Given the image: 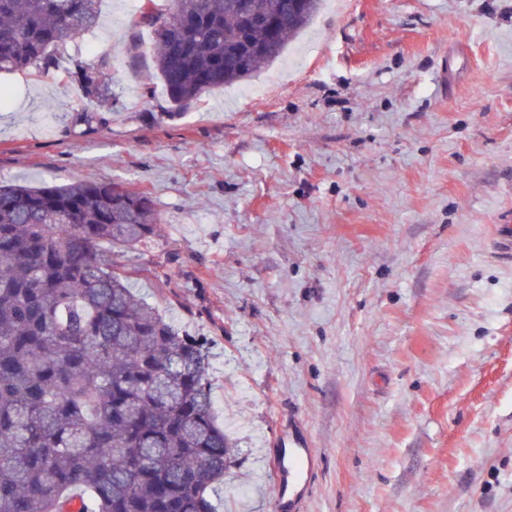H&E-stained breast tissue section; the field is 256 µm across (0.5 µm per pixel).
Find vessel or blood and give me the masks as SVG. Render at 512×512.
I'll return each instance as SVG.
<instances>
[{
  "label": "vessel or blood",
  "mask_w": 512,
  "mask_h": 512,
  "mask_svg": "<svg viewBox=\"0 0 512 512\" xmlns=\"http://www.w3.org/2000/svg\"><path fill=\"white\" fill-rule=\"evenodd\" d=\"M276 468L278 494L274 512H293V509L310 485V478L318 467V457L305 439L288 434L279 442Z\"/></svg>",
  "instance_id": "1"
}]
</instances>
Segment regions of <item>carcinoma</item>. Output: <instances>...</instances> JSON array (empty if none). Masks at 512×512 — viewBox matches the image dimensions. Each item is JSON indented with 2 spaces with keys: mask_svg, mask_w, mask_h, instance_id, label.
Returning a JSON list of instances; mask_svg holds the SVG:
<instances>
[{
  "mask_svg": "<svg viewBox=\"0 0 512 512\" xmlns=\"http://www.w3.org/2000/svg\"><path fill=\"white\" fill-rule=\"evenodd\" d=\"M283 15L275 36L240 8ZM144 2L138 24L185 107L279 59L323 0ZM101 0H0V73L46 70L97 28ZM159 14L160 30L147 21ZM151 199L119 184H0V512H217L231 462L206 343L130 287Z\"/></svg>",
  "mask_w": 512,
  "mask_h": 512,
  "instance_id": "cac0c4a2",
  "label": "carcinoma"
}]
</instances>
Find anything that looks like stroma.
Listing matches in <instances>:
<instances>
[{"mask_svg":"<svg viewBox=\"0 0 512 512\" xmlns=\"http://www.w3.org/2000/svg\"><path fill=\"white\" fill-rule=\"evenodd\" d=\"M143 2L0 77V181L153 200L131 286L207 343L218 512H272L291 430L319 457L300 512H512V0H345L174 118L130 56Z\"/></svg>","mask_w":512,"mask_h":512,"instance_id":"1","label":"stroma"}]
</instances>
